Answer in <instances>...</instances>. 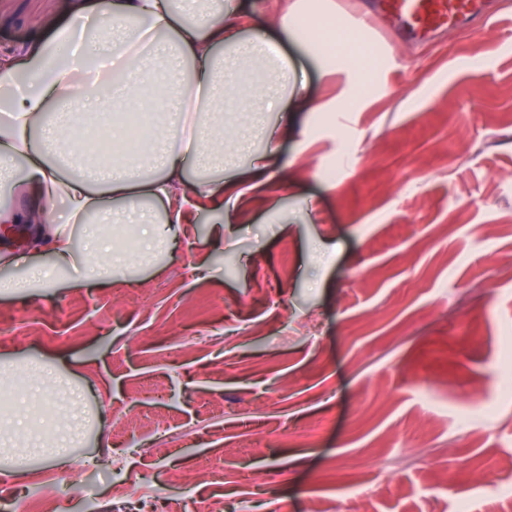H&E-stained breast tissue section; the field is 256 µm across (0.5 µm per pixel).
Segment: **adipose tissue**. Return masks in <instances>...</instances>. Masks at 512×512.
Masks as SVG:
<instances>
[{
    "instance_id": "1",
    "label": "adipose tissue",
    "mask_w": 512,
    "mask_h": 512,
    "mask_svg": "<svg viewBox=\"0 0 512 512\" xmlns=\"http://www.w3.org/2000/svg\"><path fill=\"white\" fill-rule=\"evenodd\" d=\"M233 11L210 13L201 0H72L64 24L50 22L19 64L0 65L9 122H0V184L22 193V209L0 205V224L35 223L36 247H49L51 264L31 266L22 285L39 288L75 269L82 253L98 256L94 277L110 279L128 255L112 240L116 224L134 225L139 244L166 245L173 225L191 211L238 203L236 181L207 177L224 160V113L241 100L224 76L226 64L259 72L275 63L288 80L287 58L240 35ZM121 62L125 79L103 97L97 85L78 81L91 52ZM137 134L132 154H100L101 137ZM26 164L14 177L9 164ZM64 201L68 217L53 208ZM81 231L83 250L72 243ZM40 389L25 401L26 418L0 409V433L23 435L28 445L59 439L61 418L49 401L57 369L41 364Z\"/></svg>"
}]
</instances>
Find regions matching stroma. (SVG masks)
<instances>
[{"instance_id":"obj_1","label":"stroma","mask_w":512,"mask_h":512,"mask_svg":"<svg viewBox=\"0 0 512 512\" xmlns=\"http://www.w3.org/2000/svg\"><path fill=\"white\" fill-rule=\"evenodd\" d=\"M67 2L0 0V59L25 56ZM299 2L231 0L242 37L297 79L271 111L237 115L278 157L247 210L199 213L109 281L89 280L88 256L70 281L0 293V374L43 360L83 392L86 439L38 463L67 512H114L117 463L134 468L125 512H160L206 460L224 467V512L347 499L344 461L374 483L361 512H448L475 472V512H512V0L426 43L368 33L362 71L325 70L317 32L280 27ZM344 93L348 123L318 111ZM129 288L141 304L121 303ZM315 420L313 447L239 450ZM85 464L88 488L71 487Z\"/></svg>"}]
</instances>
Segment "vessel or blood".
Here are the masks:
<instances>
[{"label": "vessel or blood", "mask_w": 512, "mask_h": 512, "mask_svg": "<svg viewBox=\"0 0 512 512\" xmlns=\"http://www.w3.org/2000/svg\"><path fill=\"white\" fill-rule=\"evenodd\" d=\"M483 0H376L374 11H359L355 24L376 26L377 16L397 21L411 36H427L438 31H453L484 23L488 15Z\"/></svg>", "instance_id": "b4317fda"}]
</instances>
